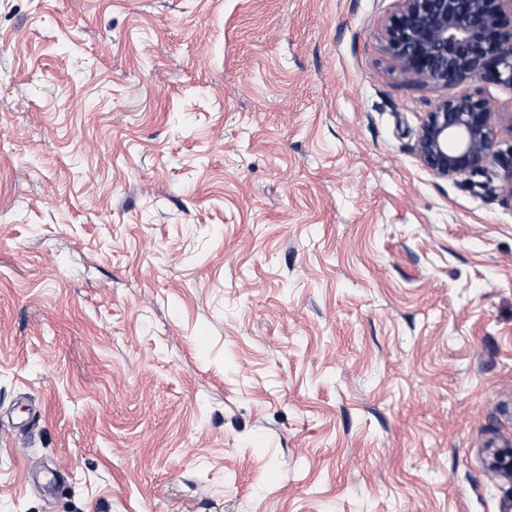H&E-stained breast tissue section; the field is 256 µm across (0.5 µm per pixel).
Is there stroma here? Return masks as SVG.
<instances>
[{
    "label": "stroma",
    "mask_w": 512,
    "mask_h": 512,
    "mask_svg": "<svg viewBox=\"0 0 512 512\" xmlns=\"http://www.w3.org/2000/svg\"><path fill=\"white\" fill-rule=\"evenodd\" d=\"M399 5L0 0V512H512V87L412 83ZM498 131L489 102L478 94L439 99L416 141L422 165L440 179H455L498 159ZM487 468L497 478L512 483V448H488Z\"/></svg>",
    "instance_id": "stroma-1"
}]
</instances>
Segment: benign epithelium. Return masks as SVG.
I'll use <instances>...</instances> for the list:
<instances>
[{
    "label": "benign epithelium",
    "instance_id": "1",
    "mask_svg": "<svg viewBox=\"0 0 512 512\" xmlns=\"http://www.w3.org/2000/svg\"><path fill=\"white\" fill-rule=\"evenodd\" d=\"M382 28L384 51L410 81L466 80L512 86V0H400ZM489 102L478 94L439 99L416 141L422 165L455 179L498 158ZM487 468L512 483V448L487 449Z\"/></svg>",
    "mask_w": 512,
    "mask_h": 512
}]
</instances>
